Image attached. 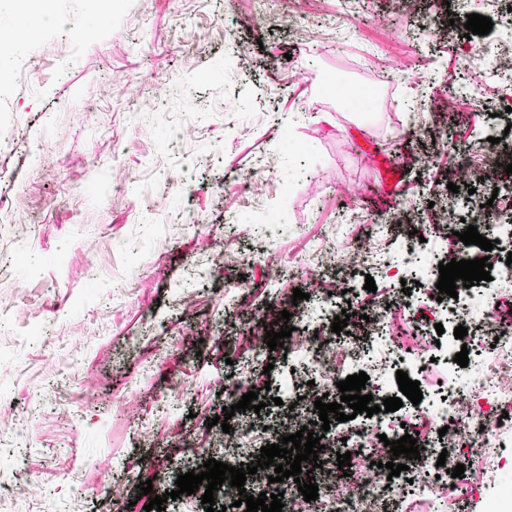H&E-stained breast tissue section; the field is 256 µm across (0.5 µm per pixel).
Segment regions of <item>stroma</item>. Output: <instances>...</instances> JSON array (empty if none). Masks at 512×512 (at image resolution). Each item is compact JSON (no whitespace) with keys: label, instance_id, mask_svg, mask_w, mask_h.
<instances>
[{"label":"stroma","instance_id":"stroma-1","mask_svg":"<svg viewBox=\"0 0 512 512\" xmlns=\"http://www.w3.org/2000/svg\"><path fill=\"white\" fill-rule=\"evenodd\" d=\"M88 38L37 35L22 74L0 72V263L30 258L0 287V512H115L98 468L133 476L128 499L148 504L178 475L223 460L218 428L226 349L254 353L253 316L280 311L321 321L309 292L356 290L347 329L366 335L372 296L412 301L414 326L396 336L369 393L399 396L397 371L424 402L452 396L438 334L409 270L352 264V279L276 282L280 264L323 249L350 257L358 224L392 225L387 255L418 231L512 191V173L468 191L450 149L483 163L512 144L489 118L511 89L486 44L512 40L506 0H55ZM491 18L466 36L469 14ZM241 75L224 85L219 67ZM374 88V111L348 108L326 75ZM497 144H489V137ZM188 171L187 180L175 174ZM234 211L235 224L225 222ZM373 277L376 292L365 290ZM232 289L235 300L216 298ZM306 297L293 301L294 289ZM274 367L243 370L265 422L295 395L324 394L284 348Z\"/></svg>","mask_w":512,"mask_h":512}]
</instances>
